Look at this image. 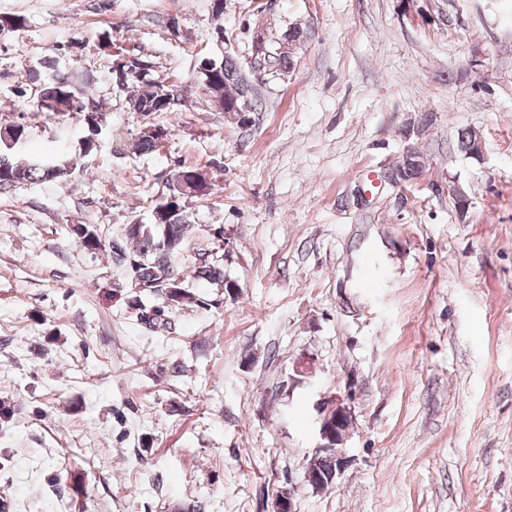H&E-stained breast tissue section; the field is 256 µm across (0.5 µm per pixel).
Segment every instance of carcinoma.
Instances as JSON below:
<instances>
[{
  "label": "carcinoma",
  "mask_w": 512,
  "mask_h": 512,
  "mask_svg": "<svg viewBox=\"0 0 512 512\" xmlns=\"http://www.w3.org/2000/svg\"><path fill=\"white\" fill-rule=\"evenodd\" d=\"M282 38L281 34L269 36L261 53L266 68L274 77L288 74L294 66L293 54L278 51ZM201 65L200 85L208 101L224 112L235 115L245 113L240 125H248L252 121V114L261 111L262 99L235 55L229 53L218 59L207 58ZM152 70L150 58L139 51L120 49L113 54L112 77L115 87L125 95L127 101L138 98L136 111L145 117V125L162 130L163 125L153 122L154 116L181 112L188 100L178 90V85L154 78ZM143 80L150 85L151 91L142 95L140 82ZM89 84L90 77L86 74L76 78L64 72H53L43 81L39 91L41 108L63 116L71 112L82 116L89 135L77 152H57L21 159L16 154V147L0 149V166L8 168L7 173L0 174L1 191L22 182L63 179L74 173L82 161V155L88 153V148L96 146L97 137L102 133L98 111L85 103ZM457 148L470 157L474 156L478 150L474 132H459ZM423 170L422 154L410 149L394 165L391 177L397 183L407 184L421 176ZM154 212L164 213L166 223L159 224L154 220L149 224H140L136 232H126L123 238L113 241L112 264L129 272L132 286L138 289V295L131 299V304L138 309H145L143 299L160 295L174 284L178 285L180 294L174 297L173 304L191 306L198 299L186 286L179 260L186 249L189 224L185 199L171 189L156 204ZM194 268L198 278L224 289L232 287L231 280L224 278V269L217 264L212 249L200 247L194 252Z\"/></svg>",
  "instance_id": "obj_1"
}]
</instances>
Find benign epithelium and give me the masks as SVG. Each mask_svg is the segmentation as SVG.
I'll return each mask as SVG.
<instances>
[{
  "mask_svg": "<svg viewBox=\"0 0 512 512\" xmlns=\"http://www.w3.org/2000/svg\"><path fill=\"white\" fill-rule=\"evenodd\" d=\"M209 177L206 172L196 175L194 181L187 182L181 174L174 173L171 181L175 182L183 194L199 192V187L206 184ZM319 438L320 443L314 449V453L305 471V480L311 485L322 482L323 476L316 468L318 457L328 454L335 458V478H340L349 466L350 459L346 453L345 442L353 427L354 418L352 408L344 402V399L336 397L324 404L319 410Z\"/></svg>",
  "mask_w": 512,
  "mask_h": 512,
  "instance_id": "1",
  "label": "benign epithelium"
}]
</instances>
